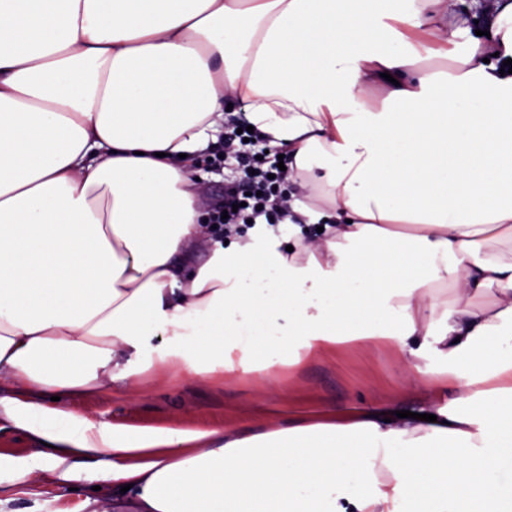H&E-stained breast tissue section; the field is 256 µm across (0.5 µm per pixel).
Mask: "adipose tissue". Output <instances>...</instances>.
<instances>
[{
  "mask_svg": "<svg viewBox=\"0 0 512 512\" xmlns=\"http://www.w3.org/2000/svg\"><path fill=\"white\" fill-rule=\"evenodd\" d=\"M510 58L512 0H0V423L135 512H512ZM229 114L296 190L227 242L192 170ZM347 342L395 348L415 417L239 437L58 402L135 394L152 349L207 377Z\"/></svg>",
  "mask_w": 512,
  "mask_h": 512,
  "instance_id": "ef3b65f1",
  "label": "adipose tissue"
}]
</instances>
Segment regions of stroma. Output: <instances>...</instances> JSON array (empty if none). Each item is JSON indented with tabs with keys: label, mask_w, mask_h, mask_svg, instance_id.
Segmentation results:
<instances>
[{
	"label": "stroma",
	"mask_w": 512,
	"mask_h": 512,
	"mask_svg": "<svg viewBox=\"0 0 512 512\" xmlns=\"http://www.w3.org/2000/svg\"><path fill=\"white\" fill-rule=\"evenodd\" d=\"M279 394L257 398L258 373L203 377L193 373L171 379L154 368L136 378L140 396L91 394L71 399L79 412L115 423L177 429L222 428L248 435L272 425L314 419L345 407H365L391 398L410 404L418 390L403 383L399 358L387 345L342 343L328 355L295 366L268 369ZM34 443L12 428L0 430V512H97L85 490L72 491L49 481L32 485L9 483L7 468L31 463Z\"/></svg>",
	"instance_id": "35a3bbf8"
}]
</instances>
